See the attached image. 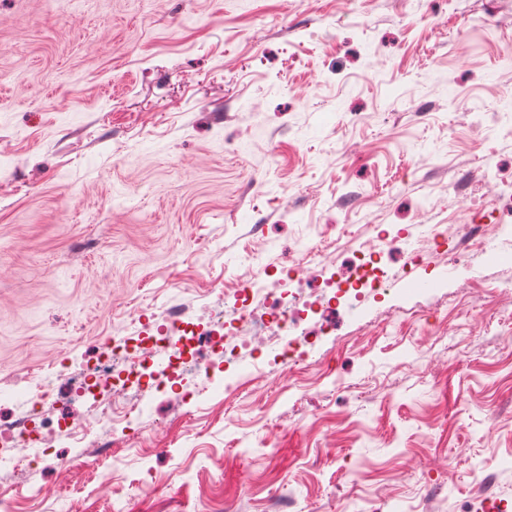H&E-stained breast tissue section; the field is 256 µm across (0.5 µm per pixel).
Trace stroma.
Returning a JSON list of instances; mask_svg holds the SVG:
<instances>
[{
	"instance_id": "1",
	"label": "stroma",
	"mask_w": 512,
	"mask_h": 512,
	"mask_svg": "<svg viewBox=\"0 0 512 512\" xmlns=\"http://www.w3.org/2000/svg\"><path fill=\"white\" fill-rule=\"evenodd\" d=\"M508 39L512 0H0L1 425L250 257L312 285L370 225L446 234L285 375L199 344L192 402L0 472L12 512H512V261L450 256L512 225Z\"/></svg>"
}]
</instances>
